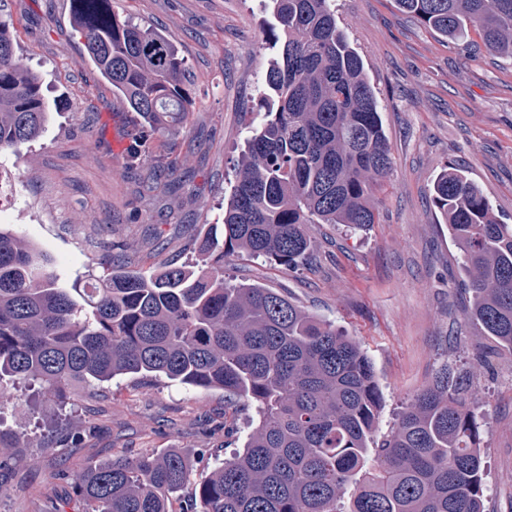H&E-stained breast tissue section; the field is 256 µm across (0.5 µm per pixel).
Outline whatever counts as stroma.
<instances>
[{
  "mask_svg": "<svg viewBox=\"0 0 512 512\" xmlns=\"http://www.w3.org/2000/svg\"><path fill=\"white\" fill-rule=\"evenodd\" d=\"M121 16L164 34L188 67L190 104L175 134L156 135L145 165L127 160L136 113L112 93L72 29L70 0H0L17 54L43 77L52 114L41 136L0 150V224L51 258L70 287L106 256L151 274L211 267L200 240L224 216L245 140L263 117L261 87L278 26L257 0H112ZM336 22L361 56L380 105L393 170L374 198L378 224H310L295 265L224 258L232 282L256 283L356 339L374 364L377 436L442 368L469 373L481 413L487 512H512V351L464 311L459 251L432 202L444 169L468 172L512 224V59L449 41L395 0H336ZM255 408L221 389L127 375L60 395L0 380V433L21 436L0 472V512H49L75 496L89 461L181 450L191 485L247 440Z\"/></svg>",
  "mask_w": 512,
  "mask_h": 512,
  "instance_id": "stroma-1",
  "label": "stroma"
}]
</instances>
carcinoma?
Returning <instances> with one entry per match:
<instances>
[{"instance_id":"cac0c4a2","label":"carcinoma","mask_w":512,"mask_h":512,"mask_svg":"<svg viewBox=\"0 0 512 512\" xmlns=\"http://www.w3.org/2000/svg\"><path fill=\"white\" fill-rule=\"evenodd\" d=\"M280 24L272 99L246 139L224 208L219 259L237 250L294 265L311 248L306 224L354 230L379 223L375 191L393 160L361 57L336 23L334 0H264ZM442 36H477L512 56V0H396ZM89 59L139 116L128 156L139 162L164 120L182 123L185 62L160 32L113 11L112 0H71ZM0 150L37 138L50 106L41 78L16 54L0 18ZM433 202L460 250L467 313L512 351V224L482 187L451 168ZM136 374L222 389L257 404L244 448L200 482L183 512H484L485 465L465 377L445 369L374 441L381 394L355 339L256 284L217 268L143 274L111 263L58 285L35 244L0 227V376L37 379L53 394L75 383ZM178 449L86 463L78 499L50 512H169L189 481Z\"/></svg>"}]
</instances>
